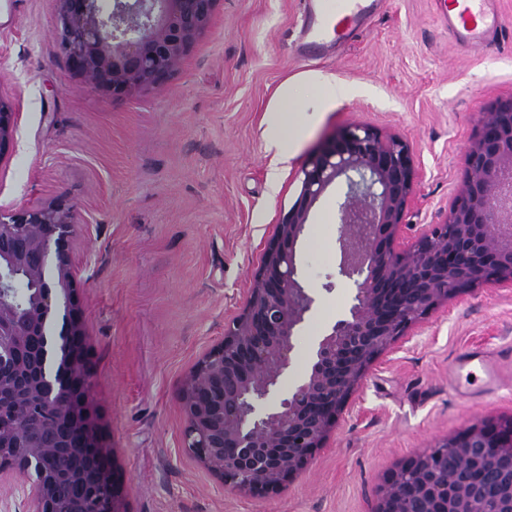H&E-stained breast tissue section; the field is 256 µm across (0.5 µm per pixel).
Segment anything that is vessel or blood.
Listing matches in <instances>:
<instances>
[{"label":"vessel or blood","instance_id":"1","mask_svg":"<svg viewBox=\"0 0 512 512\" xmlns=\"http://www.w3.org/2000/svg\"><path fill=\"white\" fill-rule=\"evenodd\" d=\"M439 18L460 42L483 47L491 45L501 19L492 0H435ZM381 0H301V27L296 45L299 55L316 60L324 50L353 41L377 12ZM500 361L484 350L460 355L455 370L470 376L482 375L486 388L500 380Z\"/></svg>","mask_w":512,"mask_h":512}]
</instances>
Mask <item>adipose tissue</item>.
Here are the masks:
<instances>
[{"instance_id": "obj_1", "label": "adipose tissue", "mask_w": 512, "mask_h": 512, "mask_svg": "<svg viewBox=\"0 0 512 512\" xmlns=\"http://www.w3.org/2000/svg\"><path fill=\"white\" fill-rule=\"evenodd\" d=\"M310 85L316 92V101L306 120H299L297 109L300 100L294 88L288 84L282 86L280 102L269 115L268 148L282 160L294 157L309 123L315 122L321 113L333 109L337 99L345 95L344 90L334 87L330 77L324 74L314 76Z\"/></svg>"}]
</instances>
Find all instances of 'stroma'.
I'll use <instances>...</instances> for the list:
<instances>
[{"mask_svg": "<svg viewBox=\"0 0 512 512\" xmlns=\"http://www.w3.org/2000/svg\"><path fill=\"white\" fill-rule=\"evenodd\" d=\"M495 7L498 40L468 49L433 0H384L359 37L310 62L293 50L301 0H218L166 85L114 98L68 68L55 0H0V96L19 114L15 147L0 159V210L61 198L80 215L74 250L94 408L114 450L123 512H372L407 458L463 428L512 420L511 362L493 394L478 379L459 392L453 373L467 350H512V286L477 288L380 359L328 447L284 490L230 493L180 450L181 382L243 305L314 150L354 124L402 138L417 171L408 223L445 217L480 113L512 97V0ZM316 73L347 94L309 127L291 161L278 162L266 149L268 111L286 84L310 109ZM344 192L341 183L328 189L299 243L314 303L294 338L286 387L353 303L339 274Z\"/></svg>", "mask_w": 512, "mask_h": 512, "instance_id": "35a3bbf8", "label": "stroma"}]
</instances>
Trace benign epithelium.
I'll use <instances>...</instances> for the list:
<instances>
[{
  "mask_svg": "<svg viewBox=\"0 0 512 512\" xmlns=\"http://www.w3.org/2000/svg\"><path fill=\"white\" fill-rule=\"evenodd\" d=\"M59 49L114 98L163 84L209 27L216 0H56ZM17 117L0 98V157ZM301 190L266 243L242 310L224 324L179 394L184 451L225 489L277 492L327 445L372 366L438 306L512 284V97L480 115L465 172L435 224H407L416 169L409 145L353 125L314 152ZM338 181L340 273L349 314L319 341L289 390L294 337L313 298L297 247L312 208ZM77 212L51 203L0 210V504L16 512H121L113 470L87 411L91 364L72 243ZM83 433L99 464H68ZM375 512H512V421L467 428L403 462Z\"/></svg>",
  "mask_w": 512,
  "mask_h": 512,
  "instance_id": "7a95c632",
  "label": "benign epithelium"
}]
</instances>
